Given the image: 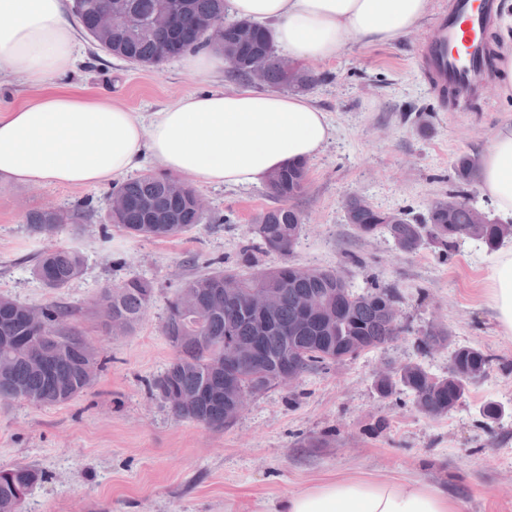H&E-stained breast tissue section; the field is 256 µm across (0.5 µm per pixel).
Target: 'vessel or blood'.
<instances>
[{
	"label": "vessel or blood",
	"instance_id": "b4317fda",
	"mask_svg": "<svg viewBox=\"0 0 512 512\" xmlns=\"http://www.w3.org/2000/svg\"><path fill=\"white\" fill-rule=\"evenodd\" d=\"M497 8V0H455L451 10L436 15L438 31L420 59L437 97L451 87L463 102L483 85L485 35Z\"/></svg>",
	"mask_w": 512,
	"mask_h": 512
}]
</instances>
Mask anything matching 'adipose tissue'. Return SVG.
<instances>
[{"mask_svg":"<svg viewBox=\"0 0 512 512\" xmlns=\"http://www.w3.org/2000/svg\"><path fill=\"white\" fill-rule=\"evenodd\" d=\"M241 19L270 24L290 59L328 60L348 39L391 42L424 18L429 0H229ZM77 47L63 0H0V72L38 85L71 70ZM327 115L305 96L248 86L189 93L144 122L104 99L68 91L37 95L0 115V186L105 187L143 158L208 185L259 183L331 141ZM476 181L502 223L512 222V123L487 148ZM495 320L512 335V247L488 275ZM280 512H464L428 487L330 481L288 495Z\"/></svg>","mask_w":512,"mask_h":512,"instance_id":"ef3b65f1","label":"adipose tissue"}]
</instances>
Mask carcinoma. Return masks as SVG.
I'll use <instances>...</instances> for the list:
<instances>
[{"label":"carcinoma","mask_w":512,"mask_h":512,"mask_svg":"<svg viewBox=\"0 0 512 512\" xmlns=\"http://www.w3.org/2000/svg\"><path fill=\"white\" fill-rule=\"evenodd\" d=\"M228 0H72L71 12L81 28L101 48L131 63L159 65L170 60L166 46L156 38V30L165 24L169 11L186 7L187 24L199 28L195 39H184L176 57L210 46L207 26L227 20ZM119 17L116 24L92 33L89 18L99 10ZM255 53L267 59L264 84L295 92L308 90L318 77L300 68L292 72L280 65V54L272 37L252 44ZM224 53L227 78L235 82L250 80V63L238 45L218 47ZM475 168L469 157L458 159L455 171L462 183L470 182ZM308 168L292 164L269 175L264 182L267 195L275 205L261 211L251 225L257 247L265 252L290 254L303 232L301 212L291 204L307 186ZM111 194L127 204L142 203L145 210L135 215L128 209L109 211V221L132 238H167L187 233L205 220V212L194 206L196 192L166 175H142L112 187ZM94 211L91 200L81 201L70 211L49 212L32 209L24 216L30 233L43 234L46 225L80 224ZM345 218L361 236L381 232L405 253H414L429 244L440 252L453 251L459 239L468 237L493 249L512 237V224L473 223L472 203L462 196L437 200L420 221L394 212L374 208L351 197ZM82 252L58 247L34 258L33 274L47 273L51 288L67 287L84 270ZM297 269L284 265L266 271L248 267L219 270L188 279L169 301L162 322V333L176 352L168 367L151 383V391L163 397L160 385L177 391L169 405L178 419L192 420L208 427L226 426L227 404L213 395L224 377L258 395L274 387L273 377L281 367L294 361L301 372L309 373L381 348L405 332L395 322L391 309L398 303L389 288L376 285L357 292L336 271L314 270V278L305 283L291 279L287 272ZM236 279L238 288L224 295V279ZM270 296L267 318L270 325L258 332L262 317L251 312L254 292ZM313 291L324 309L319 318L304 329L296 327L300 294ZM346 297L345 306L336 309V292ZM153 294L150 281L133 278L99 293L98 314L104 323L121 322L132 328L148 310ZM27 305L0 296V401L21 399L35 405H61L72 401L92 384L100 362L72 325L74 310L59 303L40 307L43 319L56 328V335L39 337L38 348L51 353L52 372L38 368L33 361L31 340L35 330L24 324ZM258 340L261 360L255 364L232 358L229 342L238 344ZM491 355L480 349L461 346L453 350L451 369L445 377L429 373L418 363L403 365L395 376L376 380L377 391L390 396L399 387L412 396L422 414L441 418L450 412V403L464 397L467 386L484 376L492 365ZM41 478L28 465H14L0 476V512H23L26 495L22 488L33 487Z\"/></svg>","instance_id":"cac0c4a2"}]
</instances>
